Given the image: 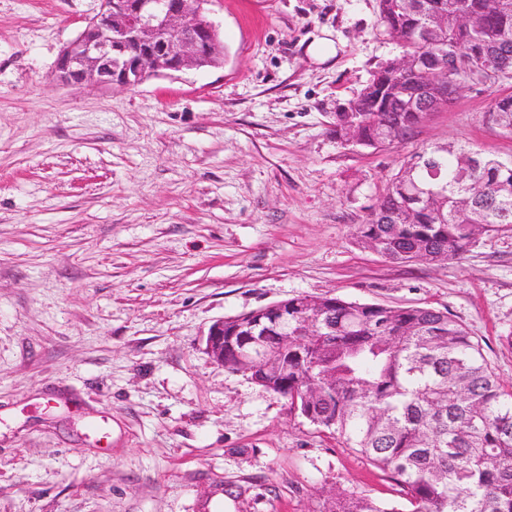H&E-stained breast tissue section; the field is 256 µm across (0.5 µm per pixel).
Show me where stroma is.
Returning a JSON list of instances; mask_svg holds the SVG:
<instances>
[{
    "mask_svg": "<svg viewBox=\"0 0 512 512\" xmlns=\"http://www.w3.org/2000/svg\"><path fill=\"white\" fill-rule=\"evenodd\" d=\"M100 0H0V512H407L388 473L208 356L216 321L299 295L447 312L512 386V231L396 264L354 231L411 153L512 158L464 87L401 142L336 114L403 48L378 0H211L224 64L63 86ZM330 33L338 53L307 45ZM394 508L387 509L381 503L363 495H344L336 493V500L328 509V512H395Z\"/></svg>",
    "mask_w": 512,
    "mask_h": 512,
    "instance_id": "35a3bbf8",
    "label": "stroma"
}]
</instances>
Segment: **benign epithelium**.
<instances>
[{
  "mask_svg": "<svg viewBox=\"0 0 512 512\" xmlns=\"http://www.w3.org/2000/svg\"><path fill=\"white\" fill-rule=\"evenodd\" d=\"M212 0H104L98 14L60 51L56 80L64 85L92 81L135 88L152 76L220 65L223 51L206 8ZM407 69L399 58L375 72L369 86L381 99L389 80ZM206 350L225 368L224 321L215 322Z\"/></svg>",
  "mask_w": 512,
  "mask_h": 512,
  "instance_id": "obj_1",
  "label": "benign epithelium"
}]
</instances>
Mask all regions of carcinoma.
Returning <instances> with one entry per match:
<instances>
[{"label":"carcinoma","instance_id":"obj_1","mask_svg":"<svg viewBox=\"0 0 512 512\" xmlns=\"http://www.w3.org/2000/svg\"><path fill=\"white\" fill-rule=\"evenodd\" d=\"M379 19L414 67L403 91L380 103L368 88L357 111L336 113V140L365 148L403 139L427 112L448 109V83L491 87L512 75V7L491 0H378ZM481 13L465 28L458 11ZM448 15L438 38L431 18ZM488 121L512 133V95L495 97ZM512 231V164L445 147L411 153L393 174L357 243L396 263L460 257L481 234ZM271 362L263 388L316 426L339 434L401 488L409 512H512V390L479 344L448 313L339 296H299L242 314ZM288 334V351L281 338ZM328 512H395L363 495L336 493Z\"/></svg>","mask_w":512,"mask_h":512}]
</instances>
